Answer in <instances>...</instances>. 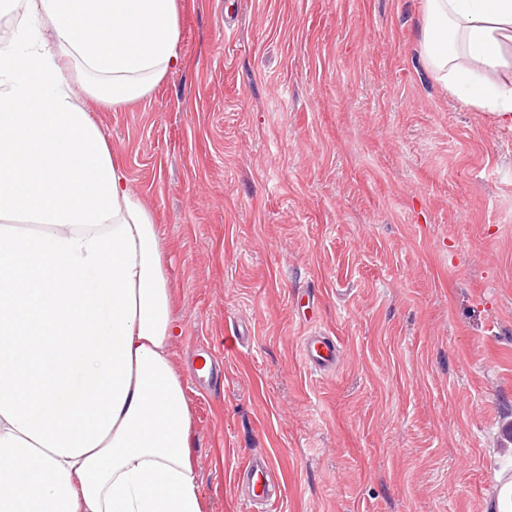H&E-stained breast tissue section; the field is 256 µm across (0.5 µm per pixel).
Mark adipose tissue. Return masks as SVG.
<instances>
[{
	"instance_id": "adipose-tissue-1",
	"label": "adipose tissue",
	"mask_w": 512,
	"mask_h": 512,
	"mask_svg": "<svg viewBox=\"0 0 512 512\" xmlns=\"http://www.w3.org/2000/svg\"><path fill=\"white\" fill-rule=\"evenodd\" d=\"M25 13L0 45V512H204L158 229L80 103L132 104L178 66V0ZM424 15L435 79L512 123V0Z\"/></svg>"
}]
</instances>
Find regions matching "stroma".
<instances>
[{"label":"stroma","instance_id":"stroma-1","mask_svg":"<svg viewBox=\"0 0 512 512\" xmlns=\"http://www.w3.org/2000/svg\"><path fill=\"white\" fill-rule=\"evenodd\" d=\"M179 4L181 66L134 105L81 104L158 227L206 512H247L254 455L283 488L267 512H494L512 127L434 80L424 0ZM312 326L334 374L302 359Z\"/></svg>","mask_w":512,"mask_h":512}]
</instances>
